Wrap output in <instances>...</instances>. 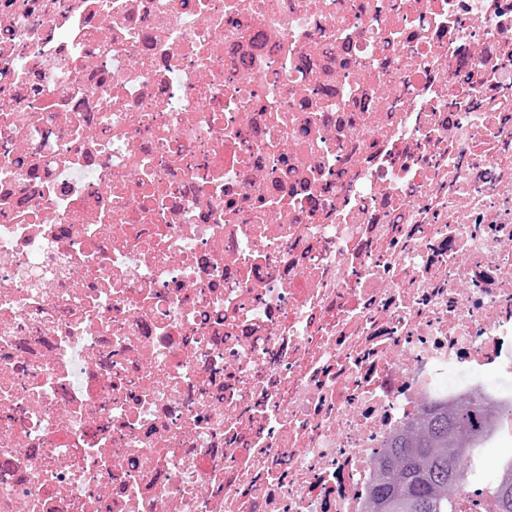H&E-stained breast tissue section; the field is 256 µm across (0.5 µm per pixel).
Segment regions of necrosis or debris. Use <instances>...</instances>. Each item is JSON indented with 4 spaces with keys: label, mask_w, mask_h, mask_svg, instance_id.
<instances>
[{
    "label": "necrosis or debris",
    "mask_w": 512,
    "mask_h": 512,
    "mask_svg": "<svg viewBox=\"0 0 512 512\" xmlns=\"http://www.w3.org/2000/svg\"><path fill=\"white\" fill-rule=\"evenodd\" d=\"M511 350L512 0H0V512H366Z\"/></svg>",
    "instance_id": "4bbe7bcc"
}]
</instances>
